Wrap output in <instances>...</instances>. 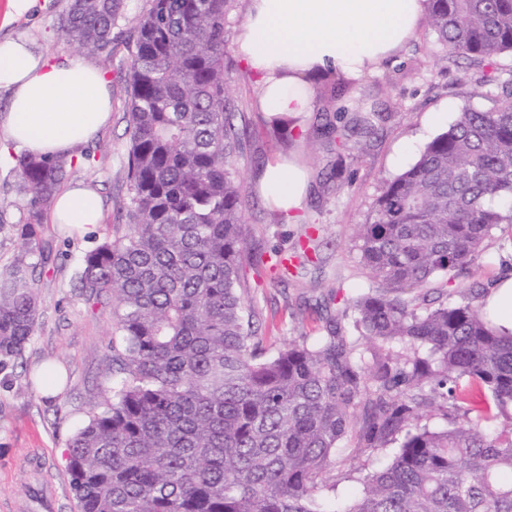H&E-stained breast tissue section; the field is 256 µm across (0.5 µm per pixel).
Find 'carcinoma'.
<instances>
[{
	"instance_id": "1",
	"label": "carcinoma",
	"mask_w": 512,
	"mask_h": 512,
	"mask_svg": "<svg viewBox=\"0 0 512 512\" xmlns=\"http://www.w3.org/2000/svg\"><path fill=\"white\" fill-rule=\"evenodd\" d=\"M235 0H150L136 18L126 105L127 233L83 258L87 301L110 299L112 394L69 443L76 512H512V333L471 301L428 298L483 251L512 210V79L492 111L465 109L386 181L354 230L366 284L351 326L324 314L315 336L262 345L243 298L241 150L228 108L224 20ZM125 0H68L60 29L112 44ZM449 56L512 53V0H427ZM391 113L320 114L344 141ZM24 254L0 271V365L22 357L40 304L28 259L68 164L24 152ZM440 415L446 427L424 419ZM391 460L335 488L341 442Z\"/></svg>"
}]
</instances>
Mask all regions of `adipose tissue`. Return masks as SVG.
<instances>
[{
  "instance_id": "ef3b65f1",
  "label": "adipose tissue",
  "mask_w": 512,
  "mask_h": 512,
  "mask_svg": "<svg viewBox=\"0 0 512 512\" xmlns=\"http://www.w3.org/2000/svg\"><path fill=\"white\" fill-rule=\"evenodd\" d=\"M425 0H249L235 51L256 79V107L266 119L297 118L313 108L316 80L340 71L358 78L410 40ZM0 88L10 93L0 133L29 153L67 159L111 115L109 83L95 65L72 54L47 58L25 40L0 41ZM305 174L292 160L271 164L262 192L275 209H295ZM90 187L59 192L55 223L87 232L101 219Z\"/></svg>"
}]
</instances>
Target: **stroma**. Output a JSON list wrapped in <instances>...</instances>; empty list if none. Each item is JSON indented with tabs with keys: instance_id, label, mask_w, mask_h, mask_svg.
Returning a JSON list of instances; mask_svg holds the SVG:
<instances>
[{
	"instance_id": "35a3bbf8",
	"label": "stroma",
	"mask_w": 512,
	"mask_h": 512,
	"mask_svg": "<svg viewBox=\"0 0 512 512\" xmlns=\"http://www.w3.org/2000/svg\"><path fill=\"white\" fill-rule=\"evenodd\" d=\"M10 0H0V37L28 40L47 54L86 56L101 67L112 90V112L107 126L84 150L95 158L93 168L70 169L69 184L94 187L103 204L102 221L94 231L72 233L44 219L38 237L49 254L35 274L40 299L36 330L23 361L0 368V512H76L67 474L68 443L91 405L112 385L107 349L112 304L86 302L78 288L84 255L106 238L126 232L128 200L126 161L129 139L125 107L131 59L126 44L135 19L148 0H127L123 19L112 35L109 52L87 53L59 29L67 0H38L26 16L8 20ZM248 0H237L224 23L227 46L224 65L233 78L229 99L236 124L245 126L243 147L232 159L231 171L245 188L244 250L293 252L306 244L309 227L319 229L316 265L298 271L286 284L273 281L269 267H245L244 298L256 313L260 336L277 344L311 333L325 310L344 311L352 288L364 284L353 231L367 223L387 179L412 164L422 147L452 124L463 109L496 108L503 79L512 77V54L493 64L462 59L444 63L446 49L434 33L419 27L415 36L342 92L328 99L315 94L316 111L356 112L364 102L379 103L391 118L371 134H353L357 146L337 148L304 120L301 137L282 141L255 107L253 76L237 57L233 44L245 20ZM18 146L0 158V269L21 254L19 224L28 214L13 168ZM294 159L308 176L302 209L292 219L273 223L272 209L260 194L257 180L268 163L279 156ZM512 275V239L494 235L465 275L450 283L448 300L456 303L465 288L490 287ZM54 365L64 376L59 394L44 395L36 373ZM342 445L346 461L335 471L336 500L351 499L359 488L354 468L372 470L388 461L391 451H358L353 439Z\"/></svg>"
}]
</instances>
